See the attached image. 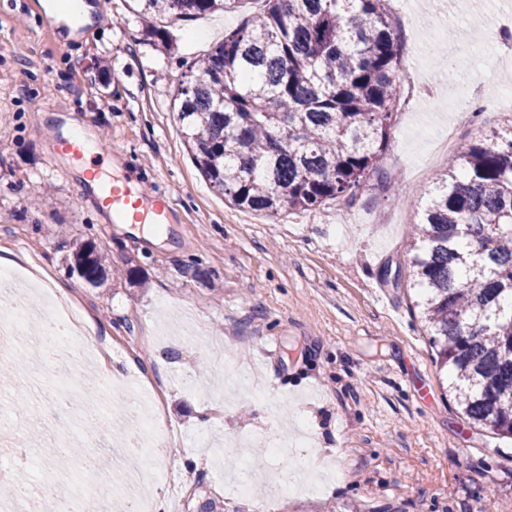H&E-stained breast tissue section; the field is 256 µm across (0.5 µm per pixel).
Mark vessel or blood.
<instances>
[{"label": "vessel or blood", "mask_w": 512, "mask_h": 512, "mask_svg": "<svg viewBox=\"0 0 512 512\" xmlns=\"http://www.w3.org/2000/svg\"><path fill=\"white\" fill-rule=\"evenodd\" d=\"M56 156H65L75 162L83 161L86 147L72 135L58 136L51 148ZM84 183L96 204L105 210L114 224H164L171 206L165 195H157L146 202L140 182L121 180L108 175L99 165L87 166Z\"/></svg>", "instance_id": "b4317fda"}]
</instances>
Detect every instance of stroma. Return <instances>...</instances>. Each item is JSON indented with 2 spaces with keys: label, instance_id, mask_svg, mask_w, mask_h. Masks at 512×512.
<instances>
[{
  "label": "stroma",
  "instance_id": "obj_1",
  "mask_svg": "<svg viewBox=\"0 0 512 512\" xmlns=\"http://www.w3.org/2000/svg\"><path fill=\"white\" fill-rule=\"evenodd\" d=\"M93 25L59 43L31 0H0V254L12 253L68 285L99 344L123 367L159 384L160 423L177 444L126 465L134 446L121 398L96 412L97 442L84 441L75 413L56 401L83 377L98 378L92 356L46 362L41 383L0 384V468L24 483L79 485L109 512L140 502L171 512H481L489 500L512 506V439L467 426L444 398L443 379L412 310L407 239L415 204L448 165L436 142L456 112L470 113L466 145L512 120V56L493 54L498 13L512 0H469V9L431 0H390L408 65L405 80L432 95H404L371 179L350 208L267 216L237 209L197 171L183 143L173 99L186 63L205 54L257 12V0L175 22L164 49L127 0H88ZM202 32L191 42L188 30ZM458 69L483 74L482 99L456 95L437 51ZM93 132L97 152L123 156L147 193L171 199L167 228L125 232L83 197L78 170L54 158L51 140L66 119ZM106 246L113 268L135 282L97 287L69 270V242ZM304 420L310 489L240 497L224 467H291L287 456H254L271 437L288 439ZM82 444L101 459L104 486L78 465L59 468L47 451Z\"/></svg>",
  "mask_w": 512,
  "mask_h": 512
}]
</instances>
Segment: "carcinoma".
<instances>
[{"instance_id":"cac0c4a2","label":"carcinoma","mask_w":512,"mask_h":512,"mask_svg":"<svg viewBox=\"0 0 512 512\" xmlns=\"http://www.w3.org/2000/svg\"><path fill=\"white\" fill-rule=\"evenodd\" d=\"M237 0H130L152 19ZM189 66L175 101L198 171L239 209L277 216L351 206L376 175L402 90L389 0H262ZM419 202L408 244L435 363L457 413L512 438V124L471 142ZM97 287L106 253L73 244Z\"/></svg>"}]
</instances>
